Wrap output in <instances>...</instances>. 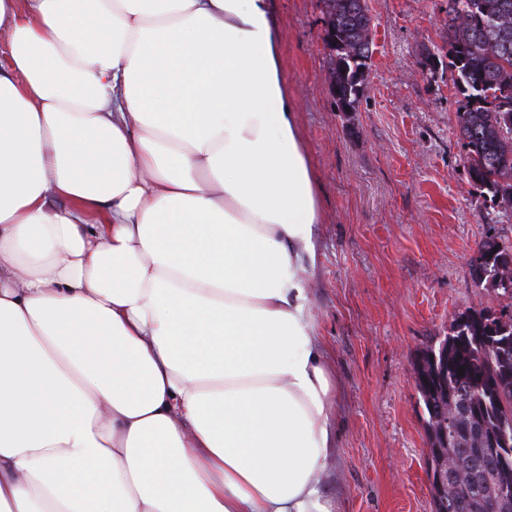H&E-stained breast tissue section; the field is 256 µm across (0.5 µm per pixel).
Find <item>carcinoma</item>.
<instances>
[{"label": "carcinoma", "instance_id": "cac0c4a2", "mask_svg": "<svg viewBox=\"0 0 512 512\" xmlns=\"http://www.w3.org/2000/svg\"><path fill=\"white\" fill-rule=\"evenodd\" d=\"M330 89L354 111L373 56L367 0H323ZM448 68L468 97L459 134L474 185L512 208V0H448ZM476 285L512 293V246L490 238L471 260ZM464 374H459V370ZM415 385L428 442L448 446L455 475L432 494L436 512H485L512 489V315L473 310L454 316L448 337L416 360Z\"/></svg>", "mask_w": 512, "mask_h": 512}]
</instances>
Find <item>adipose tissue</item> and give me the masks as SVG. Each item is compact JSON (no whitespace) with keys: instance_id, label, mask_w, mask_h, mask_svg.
Returning <instances> with one entry per match:
<instances>
[{"instance_id":"adipose-tissue-1","label":"adipose tissue","mask_w":512,"mask_h":512,"mask_svg":"<svg viewBox=\"0 0 512 512\" xmlns=\"http://www.w3.org/2000/svg\"><path fill=\"white\" fill-rule=\"evenodd\" d=\"M269 4L0 0V512H330Z\"/></svg>"}]
</instances>
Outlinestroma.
<instances>
[{
	"label": "stroma",
	"instance_id": "1",
	"mask_svg": "<svg viewBox=\"0 0 512 512\" xmlns=\"http://www.w3.org/2000/svg\"><path fill=\"white\" fill-rule=\"evenodd\" d=\"M375 49L356 111L329 86L320 0H271L282 65L321 191L306 290L336 386L337 448L323 480L332 512H434L414 362L454 315L512 313L477 287L478 244L512 245V209L469 178L448 70V0H367Z\"/></svg>",
	"mask_w": 512,
	"mask_h": 512
}]
</instances>
